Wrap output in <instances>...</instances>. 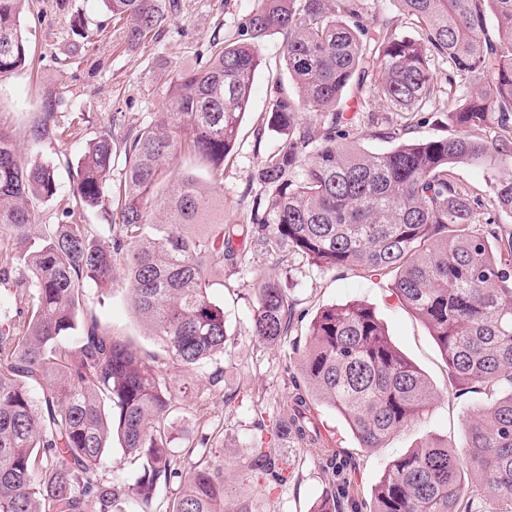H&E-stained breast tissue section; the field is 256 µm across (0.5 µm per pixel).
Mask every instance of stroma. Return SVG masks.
Here are the masks:
<instances>
[{
    "label": "stroma",
    "instance_id": "35a3bbf8",
    "mask_svg": "<svg viewBox=\"0 0 512 512\" xmlns=\"http://www.w3.org/2000/svg\"><path fill=\"white\" fill-rule=\"evenodd\" d=\"M181 4L156 35L131 45L124 23L108 17L101 0H26L20 21L29 39L30 61L0 79V127L12 136L22 159L37 158L57 168L56 196L34 205L39 223H55L60 215L86 143L105 132L119 140L149 124L164 107L175 73L205 60L213 38L234 41L255 0H181ZM77 16L100 31L94 43L85 46L79 64L71 56L79 41L72 27ZM283 43V35L273 32L260 44L261 64L251 105L241 122L236 149L224 162V180L216 194L228 223L245 215L248 201L243 192L280 139L266 128L274 85H282L290 94L295 91L284 67ZM53 94L70 102L69 108L59 110L57 124L74 128L75 133L40 140L36 129ZM266 278L287 281L296 313L287 336L273 346L253 336L250 326L254 290ZM391 283L388 276L345 268L322 270L294 256L284 265L273 256L225 265L224 285L215 294L224 302L233 336L223 357L210 361L188 382L169 373L167 353L126 301L122 273L114 275L109 301L99 302L97 290L89 287L83 307L115 335L132 339L178 390V409L169 424L181 467L199 459L196 443L205 432L212 435L225 472L234 477L232 496L249 500L254 512H312L319 499L331 495L336 498V512H353L354 503L370 500L392 461L426 439L437 437L462 447L465 422L486 401L480 385L449 384L448 364L428 326L392 296ZM346 303L374 310L396 347L430 380L434 400L379 448L360 447L343 417L316 399L311 410L320 421L322 444H308L292 434L269 436L296 388L305 385L298 359L309 323L322 307ZM257 442L271 458L289 459L292 474L286 483L269 489L264 481L240 477L243 458Z\"/></svg>",
    "mask_w": 512,
    "mask_h": 512
}]
</instances>
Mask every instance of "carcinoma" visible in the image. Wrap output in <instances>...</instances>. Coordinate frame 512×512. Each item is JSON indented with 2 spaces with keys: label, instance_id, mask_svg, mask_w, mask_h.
Returning <instances> with one entry per match:
<instances>
[{
  "label": "carcinoma",
  "instance_id": "carcinoma-1",
  "mask_svg": "<svg viewBox=\"0 0 512 512\" xmlns=\"http://www.w3.org/2000/svg\"><path fill=\"white\" fill-rule=\"evenodd\" d=\"M24 0H0V77L25 65ZM126 20L127 37L156 34L179 0H102ZM417 23H365L364 0H256L227 44L213 39L199 67L177 73L165 109L117 141L101 133L73 170L72 200L55 224H38L33 201L57 193L54 167L19 160L0 128V282L28 290L26 312L0 322V512H126L128 499L155 512L158 484L178 493L167 512H252L229 498L224 465L203 455L177 467L165 420L176 409L166 378L132 344L80 317L83 287L112 290L114 263L128 300L182 374L224 354L231 340L224 307L210 297L224 263L263 255L300 256L321 269L370 276L395 273L391 292L430 328L452 381L479 383L490 402L466 426L463 452L430 438L390 465L369 512H474L486 496L512 512V0H396ZM496 36L490 37L489 27ZM284 34L283 58L297 88L278 89L267 124L287 130L256 180L246 218L216 220L212 191L235 148L261 64L259 43ZM448 64L434 80L435 60ZM355 115L340 108L346 94ZM421 121L446 112L455 134L411 140L392 124L394 142L375 153L351 142L360 117L376 111ZM204 160L212 190L167 172L179 153ZM124 157V179L112 167ZM497 173L492 195L477 193L455 168ZM87 211L110 218L104 245ZM494 225L483 231L476 218ZM293 314L288 289H257L252 331L273 343ZM302 373L316 395L348 422L362 448H379L427 406L433 388L394 345L366 305L332 304L309 326ZM301 439L316 432L306 398L272 427ZM118 442L140 463L132 484L103 472ZM288 459L249 449L244 475L288 479Z\"/></svg>",
  "mask_w": 512,
  "mask_h": 512
}]
</instances>
